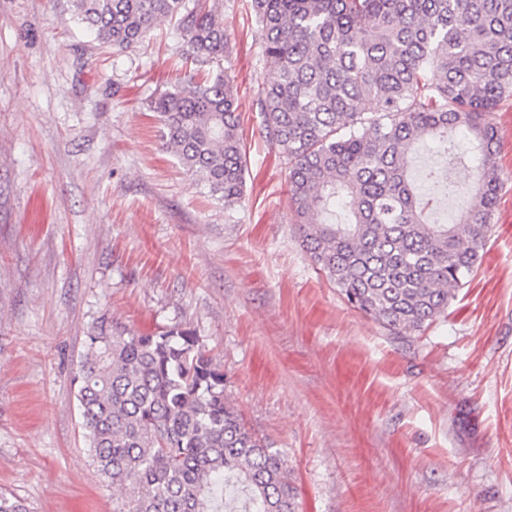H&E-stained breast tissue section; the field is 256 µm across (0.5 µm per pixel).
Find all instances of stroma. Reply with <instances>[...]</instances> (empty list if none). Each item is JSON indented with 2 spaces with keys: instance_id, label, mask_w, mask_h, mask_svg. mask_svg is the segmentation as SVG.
<instances>
[{
  "instance_id": "1",
  "label": "stroma",
  "mask_w": 512,
  "mask_h": 512,
  "mask_svg": "<svg viewBox=\"0 0 512 512\" xmlns=\"http://www.w3.org/2000/svg\"><path fill=\"white\" fill-rule=\"evenodd\" d=\"M249 155L225 211L162 147L150 98L184 75L169 27L89 42L70 0H0V491L29 512H112L75 375L100 317L194 330L299 512H512V101L483 257L447 312L396 336L300 245L262 136L250 0H224Z\"/></svg>"
}]
</instances>
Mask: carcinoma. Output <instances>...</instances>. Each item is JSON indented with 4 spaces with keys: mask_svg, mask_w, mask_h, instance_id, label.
<instances>
[{
    "mask_svg": "<svg viewBox=\"0 0 512 512\" xmlns=\"http://www.w3.org/2000/svg\"><path fill=\"white\" fill-rule=\"evenodd\" d=\"M93 41L127 50L162 23L207 64L148 107L163 145L233 211L248 167L224 72L223 0H71ZM261 132L288 168L301 245L347 303L388 331L448 310L493 230L502 181L494 114L512 99V0H252ZM433 140L468 160L451 224L429 222L411 155ZM427 203L460 188L433 169ZM350 214L336 223V204ZM77 400L93 462L121 491L112 512H297L279 453L224 398V373L193 330L133 334L103 318L80 361ZM0 512H28L0 491Z\"/></svg>",
    "mask_w": 512,
    "mask_h": 512,
    "instance_id": "carcinoma-1",
    "label": "carcinoma"
}]
</instances>
